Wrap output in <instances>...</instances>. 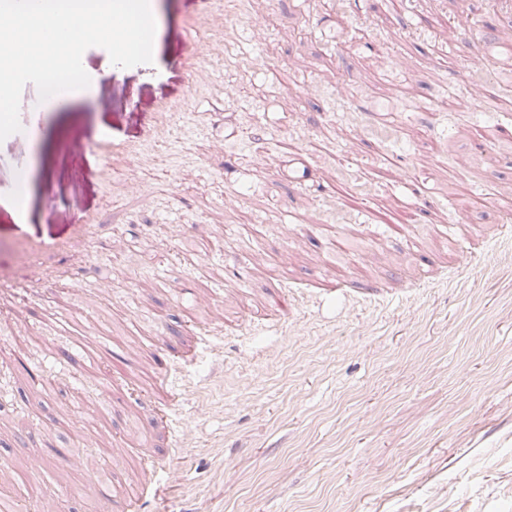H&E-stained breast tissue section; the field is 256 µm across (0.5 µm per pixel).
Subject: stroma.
<instances>
[{
  "label": "stroma",
  "mask_w": 512,
  "mask_h": 512,
  "mask_svg": "<svg viewBox=\"0 0 512 512\" xmlns=\"http://www.w3.org/2000/svg\"><path fill=\"white\" fill-rule=\"evenodd\" d=\"M223 4L218 87L195 77L205 0H153L152 63L119 68L89 48L90 94L48 112L33 148L0 143V189L23 199L0 203L1 262L27 235L92 227L81 285L59 259L4 282L0 458L31 461L49 435L105 470L115 501L148 488L145 512H512V138L491 135L512 118L452 105L477 69L512 96L474 52L512 12L403 0L393 41L342 0ZM383 108L392 145L374 133ZM73 140L93 152L74 156ZM296 152L309 170L286 166ZM132 178L150 203L126 193ZM412 181L431 216L389 235L374 215L401 212ZM479 197L498 210L477 224L465 215ZM323 224L349 235L332 264ZM218 239L197 299L182 297ZM283 253L289 266L271 267ZM281 287L284 314L267 307ZM50 379L68 400L44 392ZM103 384L117 400L98 441ZM36 483L60 512H101L86 474L45 459Z\"/></svg>",
  "instance_id": "obj_1"
}]
</instances>
